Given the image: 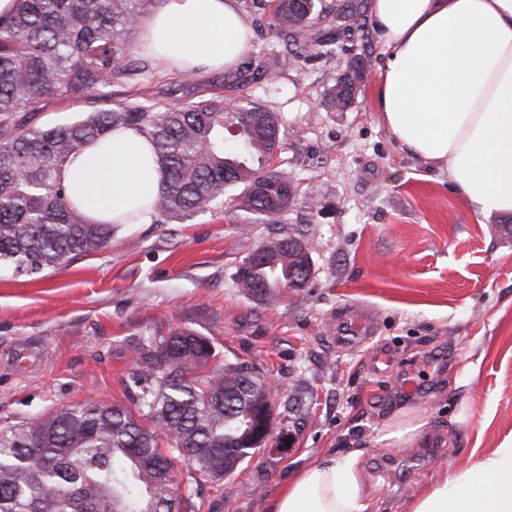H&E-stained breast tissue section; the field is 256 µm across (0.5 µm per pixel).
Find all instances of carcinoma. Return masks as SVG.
<instances>
[{"label":"carcinoma","mask_w":512,"mask_h":512,"mask_svg":"<svg viewBox=\"0 0 512 512\" xmlns=\"http://www.w3.org/2000/svg\"><path fill=\"white\" fill-rule=\"evenodd\" d=\"M270 10L274 27L297 45L313 20L335 35L322 52L363 27L352 4L324 0H253ZM142 0H15L0 17V265L39 273L103 249L114 224H92L70 201L62 168L108 131L133 128L150 141L163 173L152 205L155 224L187 222L234 202L265 224L280 222L293 201L288 179L270 169L280 146L279 118L260 101L238 108L200 96L159 105L131 99L66 124L30 126L29 112L45 98L106 99L115 84L143 78L147 63L131 57ZM365 59L329 91L330 107L345 111ZM235 131L239 147L224 148ZM293 232L265 241L266 260L236 284L266 297L272 288H304L309 256ZM209 339L177 328L136 346L131 400L151 420L141 424L118 404L88 399L34 421L0 429V512H172L192 505V487L233 475L258 449L248 411L272 417L264 374L254 365L212 364ZM168 448H161L162 444ZM54 460L49 468L40 458ZM186 463L187 493L175 496L161 469ZM81 488L79 496L71 488Z\"/></svg>","instance_id":"cac0c4a2"}]
</instances>
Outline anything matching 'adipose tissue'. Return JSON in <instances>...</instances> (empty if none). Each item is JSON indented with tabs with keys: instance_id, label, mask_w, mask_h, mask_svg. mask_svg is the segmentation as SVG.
Here are the masks:
<instances>
[{
	"instance_id": "obj_1",
	"label": "adipose tissue",
	"mask_w": 512,
	"mask_h": 512,
	"mask_svg": "<svg viewBox=\"0 0 512 512\" xmlns=\"http://www.w3.org/2000/svg\"><path fill=\"white\" fill-rule=\"evenodd\" d=\"M386 64L379 110L398 143L446 169L474 215L512 213V0H372ZM142 41L164 70L233 69L252 27L236 0H158ZM89 222L151 220L162 182L138 131H111L61 172ZM361 454L322 455L278 492L270 512H369ZM412 512H512V446L441 475Z\"/></svg>"
}]
</instances>
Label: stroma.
Segmentation results:
<instances>
[{
	"label": "stroma",
	"mask_w": 512,
	"mask_h": 512,
	"mask_svg": "<svg viewBox=\"0 0 512 512\" xmlns=\"http://www.w3.org/2000/svg\"><path fill=\"white\" fill-rule=\"evenodd\" d=\"M320 30L280 49L272 89L252 78L278 47L266 23L234 69L191 77L203 93L251 97L278 114V169L296 188L279 223L228 201L186 224L126 225L102 251L36 274L0 266V429L89 398L128 405L136 344L180 327L208 338L219 360L259 367L273 387L276 441L222 488L202 485L199 512H269L298 471L353 449L373 512H411L443 472L512 444V214L475 217L447 171L385 127L373 21L326 55L314 46ZM360 56L368 65L352 105L331 110L328 91ZM181 79L149 63L147 81L112 87L108 104L162 89L181 96ZM90 108L46 99L29 120L67 123ZM291 227L313 263L306 288L267 298L238 288L244 259ZM354 315L370 339L337 344L338 323ZM25 344L41 351L35 366L15 359ZM381 348L391 366L374 367Z\"/></svg>",
	"instance_id": "1"
}]
</instances>
